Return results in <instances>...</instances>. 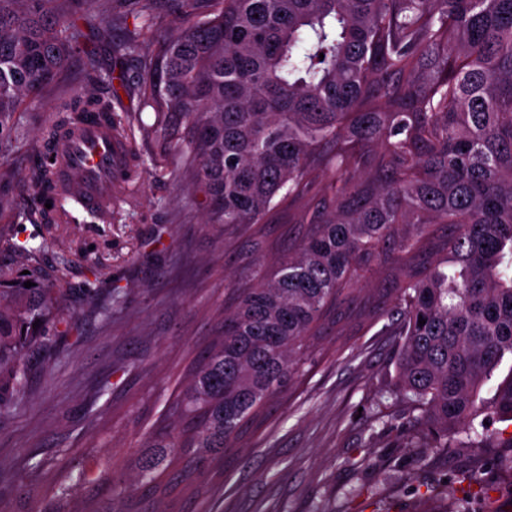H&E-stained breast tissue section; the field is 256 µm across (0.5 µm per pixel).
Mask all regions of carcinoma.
<instances>
[{
    "label": "carcinoma",
    "instance_id": "obj_1",
    "mask_svg": "<svg viewBox=\"0 0 512 512\" xmlns=\"http://www.w3.org/2000/svg\"><path fill=\"white\" fill-rule=\"evenodd\" d=\"M0 0V128L28 96L97 40L139 60L150 124L89 88L46 111L40 141L94 116L153 140L157 177L180 172L212 224H260L288 200L310 231L271 275L257 273L219 317L212 341L123 471L88 461L74 497L46 512H183L224 478L288 394L336 310L363 275L385 269L399 338L393 393L415 421L468 447L512 421V380L483 386L512 355V0H168L179 27L158 34L156 0H133L135 25L112 44L95 0ZM29 209L61 223L38 153ZM51 204L46 208L45 204ZM30 281L34 286L24 287ZM65 292L41 271L0 266V410L25 385L20 359L63 323ZM425 324L419 325V319Z\"/></svg>",
    "mask_w": 512,
    "mask_h": 512
}]
</instances>
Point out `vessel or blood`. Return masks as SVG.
<instances>
[{
    "mask_svg": "<svg viewBox=\"0 0 512 512\" xmlns=\"http://www.w3.org/2000/svg\"><path fill=\"white\" fill-rule=\"evenodd\" d=\"M130 155L129 141L103 123L90 119L68 128L56 145L53 167L61 203L93 216L110 210Z\"/></svg>",
    "mask_w": 512,
    "mask_h": 512,
    "instance_id": "vessel-or-blood-1",
    "label": "vessel or blood"
}]
</instances>
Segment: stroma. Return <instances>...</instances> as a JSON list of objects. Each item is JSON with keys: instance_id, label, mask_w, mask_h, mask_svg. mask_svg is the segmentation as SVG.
<instances>
[{"instance_id": "35a3bbf8", "label": "stroma", "mask_w": 512, "mask_h": 512, "mask_svg": "<svg viewBox=\"0 0 512 512\" xmlns=\"http://www.w3.org/2000/svg\"><path fill=\"white\" fill-rule=\"evenodd\" d=\"M134 60L88 38L58 83L0 134V265L36 231L24 174L44 112L96 85L116 111L149 120L130 82ZM119 218L61 225L35 256L67 293L69 329L29 349L18 402L0 412V512H31L63 475L101 458L120 468L169 407L218 312L259 267L306 233L275 208L264 223L212 225L202 197L143 171ZM398 339L373 326L329 334L267 428L224 460V481L190 512H446L462 472L485 497L476 512H512V471L500 448H412L415 414L391 394Z\"/></svg>"}]
</instances>
